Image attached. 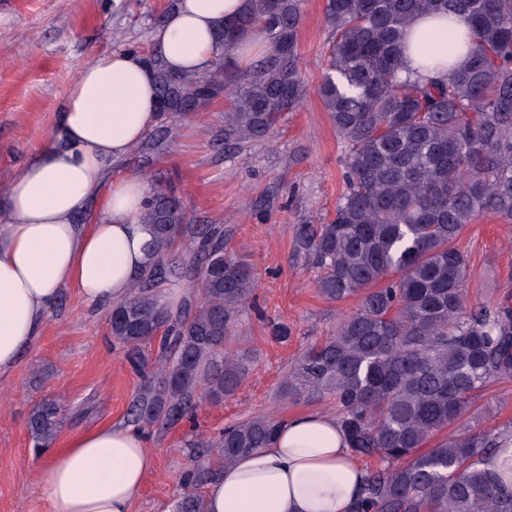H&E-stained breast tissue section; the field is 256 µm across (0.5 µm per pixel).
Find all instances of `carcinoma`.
Returning <instances> with one entry per match:
<instances>
[{
  "instance_id": "1",
  "label": "carcinoma",
  "mask_w": 512,
  "mask_h": 512,
  "mask_svg": "<svg viewBox=\"0 0 512 512\" xmlns=\"http://www.w3.org/2000/svg\"><path fill=\"white\" fill-rule=\"evenodd\" d=\"M301 0H250L238 26L274 45L248 82L224 66L232 34L216 25L220 53L203 73L155 74L159 116L199 111L232 88L224 147L261 139L308 95L301 76ZM467 25L448 35L466 60L440 80L402 76L404 33L419 15ZM334 32L329 73L317 93L349 147L347 192L325 224L294 226L298 257L321 271L332 301L361 297L333 336L306 350L282 385L285 397H330L352 451L375 458L352 512H512L488 469L498 443L448 432L493 376L512 374V307L469 308L468 260L456 242L489 213L512 222V0H326ZM141 221L152 263L129 298L112 303L109 331L140 377L129 415L173 428L199 402L221 401L247 374L229 350L253 295L252 268L230 251L222 224H192L168 188L152 189ZM182 286L180 304L163 301ZM59 406L33 410L39 448L60 429ZM277 421L254 417L206 442L182 476L175 512H205L202 488L237 457L267 447Z\"/></svg>"
}]
</instances>
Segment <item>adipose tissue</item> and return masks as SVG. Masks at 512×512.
<instances>
[{
	"label": "adipose tissue",
	"mask_w": 512,
	"mask_h": 512,
	"mask_svg": "<svg viewBox=\"0 0 512 512\" xmlns=\"http://www.w3.org/2000/svg\"><path fill=\"white\" fill-rule=\"evenodd\" d=\"M248 0H177L155 29L164 64L204 71L216 54L232 69L267 51L260 36L239 35L224 51L216 21L232 25ZM444 37L448 21L420 16L408 28L407 74L424 75L417 45L424 33ZM154 72L133 52L104 53L69 86L57 122L32 158L0 186V376L11 373L40 336L61 289L82 300L127 299L149 265L151 234L140 215L145 183L107 179L158 122ZM100 198L102 218L83 223ZM143 429L106 424L73 438L39 468L49 512H131L155 456ZM365 472L335 415L312 411L280 422L270 446L239 456L206 490L207 512H350Z\"/></svg>",
	"instance_id": "ef3b65f1"
}]
</instances>
